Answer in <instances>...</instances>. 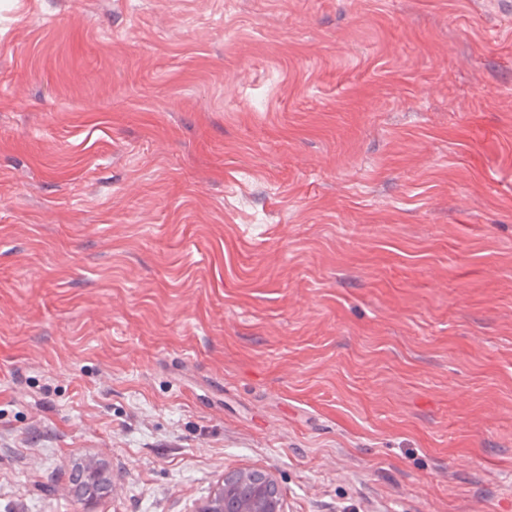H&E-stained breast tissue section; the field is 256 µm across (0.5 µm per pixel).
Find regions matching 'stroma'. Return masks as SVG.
Segmentation results:
<instances>
[{
	"instance_id": "1",
	"label": "stroma",
	"mask_w": 512,
	"mask_h": 512,
	"mask_svg": "<svg viewBox=\"0 0 512 512\" xmlns=\"http://www.w3.org/2000/svg\"><path fill=\"white\" fill-rule=\"evenodd\" d=\"M238 467L512 512V0H0V512Z\"/></svg>"
}]
</instances>
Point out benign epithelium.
I'll use <instances>...</instances> for the list:
<instances>
[{
    "mask_svg": "<svg viewBox=\"0 0 512 512\" xmlns=\"http://www.w3.org/2000/svg\"><path fill=\"white\" fill-rule=\"evenodd\" d=\"M197 512H288L275 474L266 469L224 472L213 494Z\"/></svg>",
    "mask_w": 512,
    "mask_h": 512,
    "instance_id": "obj_1",
    "label": "benign epithelium"
}]
</instances>
